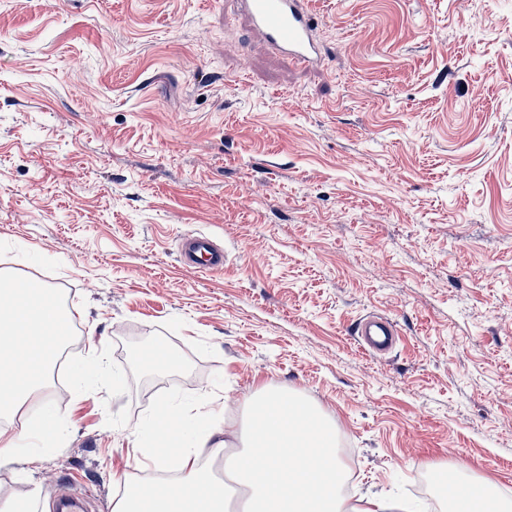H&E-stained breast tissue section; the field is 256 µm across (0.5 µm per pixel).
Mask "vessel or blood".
Returning <instances> with one entry per match:
<instances>
[{"label": "vessel or blood", "instance_id": "b4317fda", "mask_svg": "<svg viewBox=\"0 0 512 512\" xmlns=\"http://www.w3.org/2000/svg\"><path fill=\"white\" fill-rule=\"evenodd\" d=\"M248 31L256 36L257 47L278 51L295 63L311 68L322 60L315 41L309 0H233ZM226 256L215 239L204 233L184 235L180 263L197 273L223 271ZM359 345L372 356L388 353L396 344L394 322L383 315L360 319L354 329Z\"/></svg>", "mask_w": 512, "mask_h": 512}]
</instances>
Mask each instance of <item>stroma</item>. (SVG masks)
I'll return each instance as SVG.
<instances>
[{"label": "stroma", "mask_w": 512, "mask_h": 512, "mask_svg": "<svg viewBox=\"0 0 512 512\" xmlns=\"http://www.w3.org/2000/svg\"><path fill=\"white\" fill-rule=\"evenodd\" d=\"M311 7L302 69L246 51L225 0H0V270L77 326L0 417L21 432L47 398L65 424L41 464L0 458V505L112 512L159 404L212 414L233 454L261 390L333 424L347 506L468 512L471 477L512 502V0ZM187 233L223 271L181 267ZM370 312L400 335L380 360L352 334ZM140 336L178 364L130 360Z\"/></svg>", "instance_id": "1"}]
</instances>
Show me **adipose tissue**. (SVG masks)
Here are the masks:
<instances>
[{
    "mask_svg": "<svg viewBox=\"0 0 512 512\" xmlns=\"http://www.w3.org/2000/svg\"><path fill=\"white\" fill-rule=\"evenodd\" d=\"M63 317L49 293L33 297L29 283L0 273V411L15 413L36 392L30 369L35 364L47 368L54 360L63 341L55 327ZM256 408L265 414V427L253 433L246 452L228 455L220 428L204 414L161 405L138 443L156 469L177 455L178 479L158 489L125 478L113 512H229L228 479L245 492L243 512H347L337 495L345 468L336 455L333 428L301 403L281 408L271 394H262ZM163 430L180 435L175 449L157 446ZM35 431V444L24 450L33 465L62 440V418L52 401H43ZM207 446L223 456L224 479L213 478L202 465L201 450ZM284 454L293 460L287 469L278 464Z\"/></svg>",
    "mask_w": 512,
    "mask_h": 512,
    "instance_id": "1",
    "label": "adipose tissue"
}]
</instances>
